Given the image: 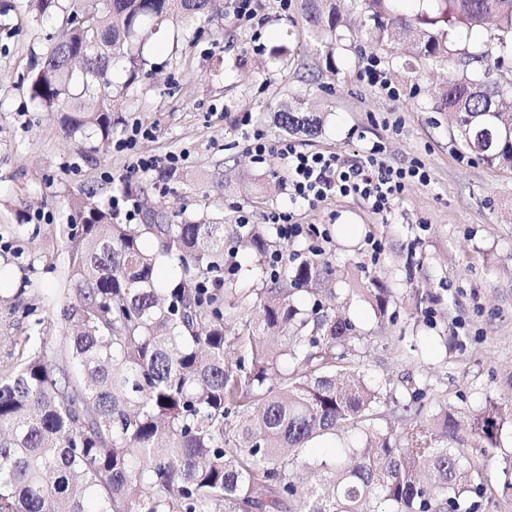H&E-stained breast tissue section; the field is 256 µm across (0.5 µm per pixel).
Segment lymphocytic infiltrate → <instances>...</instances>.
<instances>
[{"instance_id":"f902f5d3","label":"lymphocytic infiltrate","mask_w":512,"mask_h":512,"mask_svg":"<svg viewBox=\"0 0 512 512\" xmlns=\"http://www.w3.org/2000/svg\"><path fill=\"white\" fill-rule=\"evenodd\" d=\"M245 148L254 163H264L270 152L287 161L286 186L292 201L312 203L330 196L356 195L367 201L375 213L390 212L400 200L407 183L430 182L421 164L390 165L382 144H373L365 159L354 162L333 153L308 152L288 140L270 141L263 131L244 132Z\"/></svg>"}]
</instances>
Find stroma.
Returning a JSON list of instances; mask_svg holds the SVG:
<instances>
[{"label": "stroma", "instance_id": "stroma-1", "mask_svg": "<svg viewBox=\"0 0 512 512\" xmlns=\"http://www.w3.org/2000/svg\"><path fill=\"white\" fill-rule=\"evenodd\" d=\"M224 6V16L201 22L200 33L174 21L153 35L138 81L114 112L117 132L137 124L152 135L124 151L112 140L94 146L71 137L57 113L32 102L33 56L58 35V23L22 8L0 25V208L22 214L0 220V372L31 333L28 308L44 319L46 338L64 329V230L78 221L74 198L92 190L108 208L129 180L172 216L204 214L232 224L242 207L263 223L268 211L289 205L286 162L273 153L253 164L240 120L251 116L270 140L283 139L275 115L301 99L324 123L319 135L291 137L300 148L355 159L379 142L391 165L421 162L431 181L407 185L386 214L357 196L293 206L301 223L327 236L281 241L283 262L314 257L336 269L335 294L297 293L298 308L318 301L351 323L353 338L338 349L337 366L386 395L388 423L413 424L445 409L468 418L499 405L500 445L485 459L501 471L512 452V169L465 149L437 109L440 88L468 70L466 55L483 50V35L458 28L451 63L419 61L411 70L401 64L405 44L379 47L348 36L336 46L331 73L323 46L306 36L298 0L286 11L278 0H258L257 39L235 23L232 0ZM371 58L380 60L399 98L359 79ZM180 152L187 158L177 169L135 168L138 157ZM189 175L194 184H186ZM243 180L252 181V195L242 192ZM376 280L394 295L393 315L384 321L363 291ZM412 391L417 410L406 414L400 406Z\"/></svg>", "mask_w": 512, "mask_h": 512}]
</instances>
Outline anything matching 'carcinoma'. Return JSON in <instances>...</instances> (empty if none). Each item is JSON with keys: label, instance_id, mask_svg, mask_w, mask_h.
Returning a JSON list of instances; mask_svg holds the SVG:
<instances>
[{"label": "carcinoma", "instance_id": "obj_1", "mask_svg": "<svg viewBox=\"0 0 512 512\" xmlns=\"http://www.w3.org/2000/svg\"><path fill=\"white\" fill-rule=\"evenodd\" d=\"M25 2L37 18L62 16L61 37L31 75V99L63 113L68 132L102 140L114 134L115 98L136 83L153 31L224 11V0ZM393 2L358 0L366 37L381 44L397 26L414 57L446 61L461 26L499 51L468 55L476 67L448 79L438 107L467 149L512 168V137L489 139L512 123L504 107L512 82L489 80L491 68L512 67V0H431L412 16ZM301 12L336 72V0H301ZM116 60L127 66L120 88ZM277 122L308 136L323 126L301 100ZM73 208L81 223L66 231L59 314L75 333L48 341L37 330L0 372V512H479L499 490L512 492V479L497 486L477 459L499 444L497 404L467 422L446 411L393 433L380 425L384 395L336 371L352 325L317 303L310 314L295 305L298 292L335 279L330 263L263 273L259 287L239 294L224 288V221L175 224L142 190L138 224L119 222L91 192ZM232 230L260 259L272 246L262 224ZM167 261L180 275L162 288L154 271ZM365 292L385 317L388 289L374 282ZM345 428L362 429L363 446L338 457L304 453Z\"/></svg>", "mask_w": 512, "mask_h": 512}]
</instances>
